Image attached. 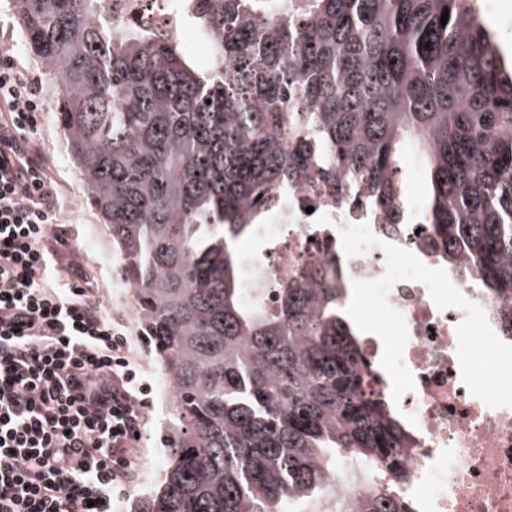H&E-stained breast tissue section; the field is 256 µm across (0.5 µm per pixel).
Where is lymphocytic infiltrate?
<instances>
[{"mask_svg": "<svg viewBox=\"0 0 512 512\" xmlns=\"http://www.w3.org/2000/svg\"><path fill=\"white\" fill-rule=\"evenodd\" d=\"M37 79L0 53V512H113L151 385L125 318L69 259L67 198L32 134Z\"/></svg>", "mask_w": 512, "mask_h": 512, "instance_id": "f902f5d3", "label": "lymphocytic infiltrate"}]
</instances>
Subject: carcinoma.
<instances>
[{"label": "carcinoma", "mask_w": 512, "mask_h": 512, "mask_svg": "<svg viewBox=\"0 0 512 512\" xmlns=\"http://www.w3.org/2000/svg\"><path fill=\"white\" fill-rule=\"evenodd\" d=\"M14 2L171 383L168 463L134 512H316L351 460L361 512H405L381 479L408 438L345 289L323 267L274 306L250 297L238 242L284 211L285 186L397 213L412 154L442 257L512 298V63L475 4L204 0L202 68L166 34L112 26L111 0Z\"/></svg>", "instance_id": "obj_1"}]
</instances>
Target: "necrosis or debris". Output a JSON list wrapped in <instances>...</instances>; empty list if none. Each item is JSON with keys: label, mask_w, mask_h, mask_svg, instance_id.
Masks as SVG:
<instances>
[{"label": "necrosis or debris", "mask_w": 512, "mask_h": 512, "mask_svg": "<svg viewBox=\"0 0 512 512\" xmlns=\"http://www.w3.org/2000/svg\"><path fill=\"white\" fill-rule=\"evenodd\" d=\"M186 4L112 0V21L166 30L182 39L188 23L178 14ZM282 195L287 217L256 227L262 248L249 254L244 266L246 287L265 289L268 300H275L279 285L293 274L328 264L338 266L345 289L357 280L381 278L386 264L380 248L353 257L342 249L340 229L361 220L377 238L410 250L428 267L444 266L413 199L404 202L402 223L382 224L371 214L358 216L313 198L305 187H290ZM448 275L484 309L496 334L512 340V298L462 277L458 268ZM388 301L405 318L408 341L402 362L415 383L394 410L408 430L410 446L402 472L388 475V482L401 491L411 512H512V408L486 406L461 380L456 327L466 319V310L438 309L427 287L415 281L396 283Z\"/></svg>", "instance_id": "obj_1"}]
</instances>
